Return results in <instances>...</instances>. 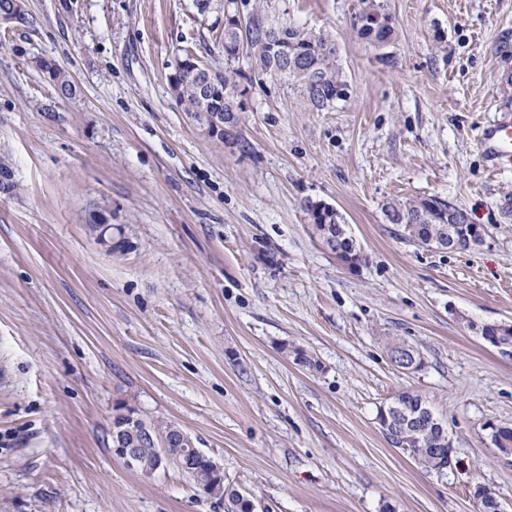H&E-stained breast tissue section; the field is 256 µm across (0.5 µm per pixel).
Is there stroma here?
Here are the masks:
<instances>
[{
	"mask_svg": "<svg viewBox=\"0 0 512 512\" xmlns=\"http://www.w3.org/2000/svg\"><path fill=\"white\" fill-rule=\"evenodd\" d=\"M224 0H26L0 23V512H224L177 469L144 477L112 453L119 408L179 426L258 512H512V353L476 333L512 324V168L478 139L512 114V0H267L336 38L347 102L314 112L285 81L250 84L237 136H208L170 76L184 53L223 71ZM79 87L59 98L35 69ZM434 196L483 229L423 248L390 201ZM333 205L364 257L346 269L306 200ZM420 353L406 373L386 344ZM303 351L313 366L281 353ZM419 394L447 426L437 473L376 422ZM364 8L355 15L353 28L358 37L378 49L386 48L397 33L384 5L377 0H363ZM379 16L381 21H378ZM37 71L49 80L58 95L72 97L76 94V85L72 77L63 69L59 68L52 60L43 58L35 61Z\"/></svg>",
	"mask_w": 512,
	"mask_h": 512,
	"instance_id": "35a3bbf8",
	"label": "stroma"
}]
</instances>
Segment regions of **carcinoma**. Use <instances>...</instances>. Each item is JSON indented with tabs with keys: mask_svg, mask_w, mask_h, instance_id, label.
Segmentation results:
<instances>
[{
	"mask_svg": "<svg viewBox=\"0 0 512 512\" xmlns=\"http://www.w3.org/2000/svg\"><path fill=\"white\" fill-rule=\"evenodd\" d=\"M364 8L355 15L353 28L358 37L368 44L383 49L397 33L391 18L379 0H363ZM245 28L233 27L224 23V72H215L196 60H189L181 71L170 79L171 87L179 103L194 114L198 122H210L214 116L221 117L229 112H239V96L233 91L243 87L241 79L252 82L241 70L234 67L244 51L251 60L253 72L258 77H279L292 89L298 91L306 105L315 112L329 111L343 101L338 91L349 86L339 60L336 40L327 31H305L288 22L274 24L262 10L255 7L246 17ZM37 71L49 80L58 95L71 97L76 94L72 77L59 68L52 60L43 58L35 61ZM209 82L208 94L202 93V82ZM0 182L8 185L11 194L16 193L18 184L13 179L11 163L0 156ZM450 204L435 197H418L403 202H389L383 212L390 224H413L415 231L405 235L411 242L432 236L439 238L441 224ZM304 211L309 223L317 229L329 224L332 239L328 248L332 252L348 250L351 241L339 213L331 216L318 213V202L308 200ZM388 416L398 423L408 419L416 420L419 430L405 451L409 452L428 470L442 471L448 464L444 448L448 442L441 436V422L434 415L427 402L419 395L408 391L395 396L386 405ZM173 424L167 421L145 420L136 416L135 425L129 430L147 439L145 458L151 460L153 449L166 444ZM187 451L195 453L197 465L180 472L191 478L207 496L224 502L225 512H250L251 498L244 492L227 483L224 476L214 474L209 469V460L200 449L190 444L185 448H171L174 456Z\"/></svg>",
	"mask_w": 512,
	"mask_h": 512,
	"instance_id": "cac0c4a2",
	"label": "carcinoma"
}]
</instances>
